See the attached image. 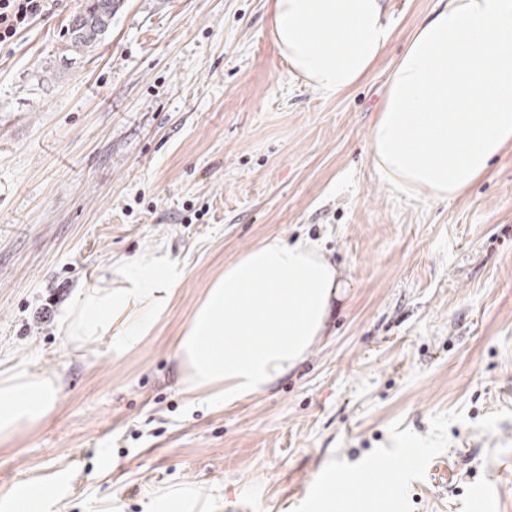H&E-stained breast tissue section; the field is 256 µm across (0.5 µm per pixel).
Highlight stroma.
Instances as JSON below:
<instances>
[{
	"label": "stroma",
	"mask_w": 512,
	"mask_h": 512,
	"mask_svg": "<svg viewBox=\"0 0 512 512\" xmlns=\"http://www.w3.org/2000/svg\"><path fill=\"white\" fill-rule=\"evenodd\" d=\"M86 0L0 48V371L54 410L0 441V512H314L330 472L385 467L391 512H512V149L452 199L397 193L370 127L437 0H388L391 41L326 95L280 57L267 0ZM317 241L347 286L269 392L187 395L175 357L224 266ZM154 254L177 279L147 336L76 348L77 296ZM117 0H87L67 26L68 44L73 49L97 46L112 27Z\"/></svg>",
	"instance_id": "stroma-1"
}]
</instances>
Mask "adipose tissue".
<instances>
[{
	"mask_svg": "<svg viewBox=\"0 0 512 512\" xmlns=\"http://www.w3.org/2000/svg\"><path fill=\"white\" fill-rule=\"evenodd\" d=\"M291 72L328 95L360 82L392 37L385 0H267ZM377 173L406 194L460 195L512 147V0H438L392 71L371 132ZM174 281L159 259L131 263L122 287L82 291L63 328L77 347L147 335ZM345 283L316 243L274 238L228 263L176 346L191 390L230 405L267 391L326 330ZM53 379L0 371V439L53 409ZM324 512H383L384 497L336 470ZM352 494H340L343 486Z\"/></svg>",
	"mask_w": 512,
	"mask_h": 512,
	"instance_id": "1",
	"label": "adipose tissue"
}]
</instances>
